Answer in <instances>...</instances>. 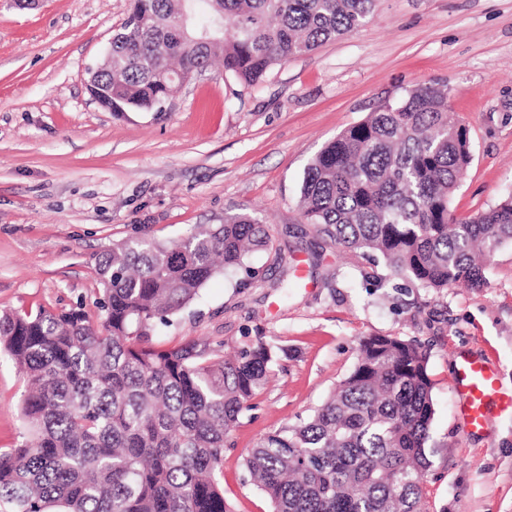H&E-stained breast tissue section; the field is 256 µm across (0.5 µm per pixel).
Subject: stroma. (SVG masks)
<instances>
[{"label":"stroma","mask_w":512,"mask_h":512,"mask_svg":"<svg viewBox=\"0 0 512 512\" xmlns=\"http://www.w3.org/2000/svg\"><path fill=\"white\" fill-rule=\"evenodd\" d=\"M130 0H0V311L82 308L97 318L94 258L124 240L162 242L247 213L269 249L216 275L151 342L213 349L264 340L281 351L224 451L232 512H270L244 456L268 433L308 417L358 361V343H421L434 383L423 512H512V414L467 434L451 380L464 352L492 363L512 390V244L483 286L443 291L393 275L301 220L305 170L368 113L423 83L447 86L470 138L457 215L512 193V0H377L355 32L274 64L244 85L214 64L161 112L114 114L87 89ZM26 384L0 348V450L28 435Z\"/></svg>","instance_id":"obj_1"}]
</instances>
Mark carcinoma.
<instances>
[{
    "label": "carcinoma",
    "mask_w": 512,
    "mask_h": 512,
    "mask_svg": "<svg viewBox=\"0 0 512 512\" xmlns=\"http://www.w3.org/2000/svg\"><path fill=\"white\" fill-rule=\"evenodd\" d=\"M374 2L135 0L98 68V103L160 112L218 52L224 71L254 86L273 64L360 28ZM470 163L447 89L419 85L320 150L299 214L424 288H478L493 251L512 242V194L457 216L451 199ZM270 242L269 226L247 214L169 244L128 239L95 258L98 322L80 308L1 313L0 346L27 379L29 438L0 451V512H231L224 448L280 347L259 341L226 358L148 336ZM359 347L311 416L248 451L245 469L271 512H421L434 416L427 353L390 335Z\"/></svg>",
    "instance_id": "1"
}]
</instances>
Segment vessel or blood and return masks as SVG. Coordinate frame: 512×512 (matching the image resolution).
<instances>
[{
    "mask_svg": "<svg viewBox=\"0 0 512 512\" xmlns=\"http://www.w3.org/2000/svg\"><path fill=\"white\" fill-rule=\"evenodd\" d=\"M451 386L466 433L484 431L493 413H512V392L501 389L495 369L486 360L460 357Z\"/></svg>",
    "mask_w": 512,
    "mask_h": 512,
    "instance_id": "1",
    "label": "vessel or blood"
}]
</instances>
